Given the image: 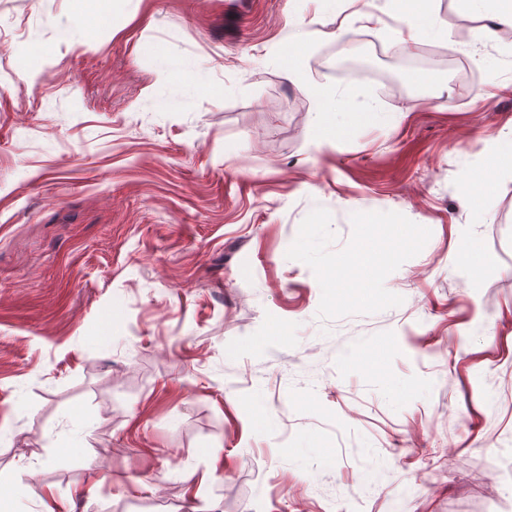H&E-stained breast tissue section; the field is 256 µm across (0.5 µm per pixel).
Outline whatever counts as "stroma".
<instances>
[{"label":"stroma","instance_id":"obj_1","mask_svg":"<svg viewBox=\"0 0 512 512\" xmlns=\"http://www.w3.org/2000/svg\"><path fill=\"white\" fill-rule=\"evenodd\" d=\"M428 8L0 0V512H512V38ZM389 3L398 4V11L404 13V18L401 20L400 27L390 29L391 36L398 42H403L408 39H415L421 35L430 32L431 34L439 33L445 40H448V46L451 49H456L458 42L452 39L450 34L439 32L433 26H426L424 23V8L420 10V5L425 6L429 1L427 0H388ZM406 4H415L416 7L407 9ZM302 49L290 54L291 63L288 67V79L302 86L314 100L318 112H327L335 100V93L328 87L309 82L303 67Z\"/></svg>","mask_w":512,"mask_h":512}]
</instances>
